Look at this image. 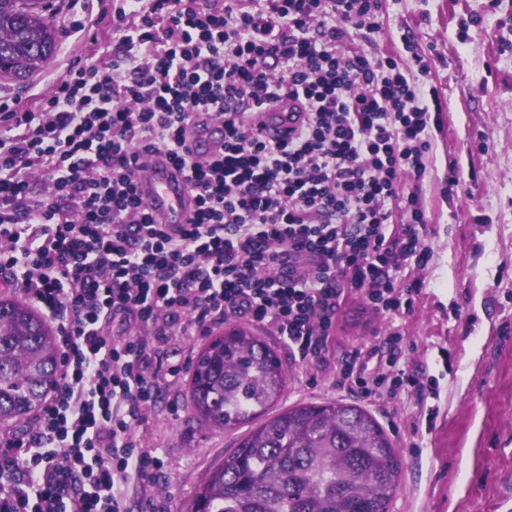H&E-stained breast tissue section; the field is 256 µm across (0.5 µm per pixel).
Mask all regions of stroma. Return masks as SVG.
I'll return each instance as SVG.
<instances>
[{
  "instance_id": "35a3bbf8",
  "label": "stroma",
  "mask_w": 512,
  "mask_h": 512,
  "mask_svg": "<svg viewBox=\"0 0 512 512\" xmlns=\"http://www.w3.org/2000/svg\"><path fill=\"white\" fill-rule=\"evenodd\" d=\"M113 0H46L55 29L50 61L25 79L0 76V101L33 103L71 66L112 53ZM352 46L429 60L413 80L436 87L441 123L431 128L420 183L433 249L411 314L401 317V369L434 382L436 396L380 404L340 388L331 370L310 372L280 337L253 326L279 354L288 387L278 410L340 401L368 409L402 461L390 512H512V0H384L380 30L350 29ZM456 168L458 182L448 180ZM391 320L349 302L337 355L379 343ZM189 371L160 374L159 393L136 427L162 467L152 502L129 512H178L210 468L223 463L246 428L201 424L189 406ZM436 418H429V411Z\"/></svg>"
}]
</instances>
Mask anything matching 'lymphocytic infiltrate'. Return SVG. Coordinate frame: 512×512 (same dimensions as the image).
<instances>
[{
	"instance_id": "obj_1",
	"label": "lymphocytic infiltrate",
	"mask_w": 512,
	"mask_h": 512,
	"mask_svg": "<svg viewBox=\"0 0 512 512\" xmlns=\"http://www.w3.org/2000/svg\"><path fill=\"white\" fill-rule=\"evenodd\" d=\"M382 0H116L112 57L71 68L0 129V270L54 320L61 366L34 426L0 433V512H128L159 458L133 430L158 385L149 352L169 328L230 317L273 328L304 366L391 403L426 387L400 367L405 332L330 361L352 299L401 317L433 250L407 178L426 172L436 87L425 56L351 47ZM298 100L282 141L239 120ZM224 118V152L184 147L197 115ZM168 152L196 203L189 228L154 223L140 154Z\"/></svg>"
}]
</instances>
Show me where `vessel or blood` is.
I'll return each instance as SVG.
<instances>
[{
	"label": "vessel or blood",
	"mask_w": 512,
	"mask_h": 512,
	"mask_svg": "<svg viewBox=\"0 0 512 512\" xmlns=\"http://www.w3.org/2000/svg\"><path fill=\"white\" fill-rule=\"evenodd\" d=\"M300 105L297 101L282 98L275 106L255 112L249 124L262 126L269 139L287 137L289 130L298 126ZM186 144L198 159L210 158L224 149V123L210 120L204 124H191L186 133ZM136 182L142 200L158 224L190 222L195 202L188 186L166 154L150 156L136 171Z\"/></svg>",
	"instance_id": "vessel-or-blood-1"
}]
</instances>
